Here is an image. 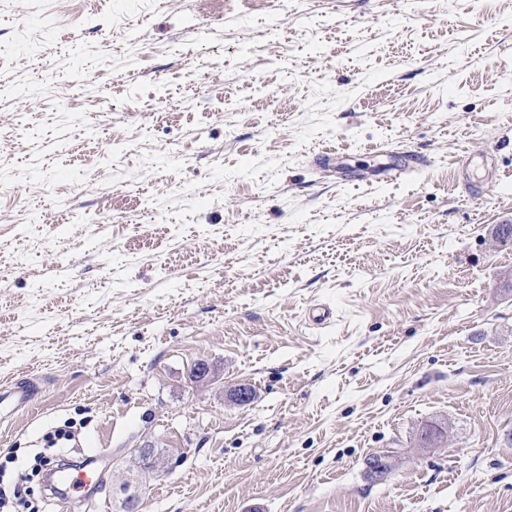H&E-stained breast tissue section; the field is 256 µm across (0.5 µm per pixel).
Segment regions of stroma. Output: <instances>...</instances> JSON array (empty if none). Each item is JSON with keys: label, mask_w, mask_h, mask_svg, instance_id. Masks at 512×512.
<instances>
[{"label": "stroma", "mask_w": 512, "mask_h": 512, "mask_svg": "<svg viewBox=\"0 0 512 512\" xmlns=\"http://www.w3.org/2000/svg\"><path fill=\"white\" fill-rule=\"evenodd\" d=\"M500 224L512 0H0V512H512ZM6 390V391H5ZM37 390L23 383L9 385L1 391V403L9 400L15 409L27 407L36 398Z\"/></svg>", "instance_id": "35a3bbf8"}]
</instances>
